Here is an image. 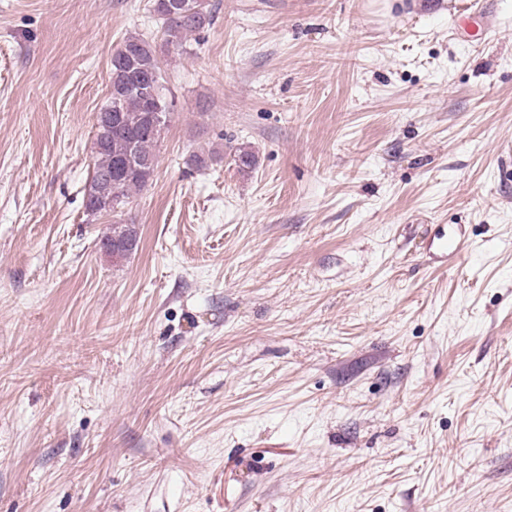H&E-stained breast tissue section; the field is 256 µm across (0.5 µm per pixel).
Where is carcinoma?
<instances>
[{"label":"carcinoma","instance_id":"1","mask_svg":"<svg viewBox=\"0 0 512 512\" xmlns=\"http://www.w3.org/2000/svg\"><path fill=\"white\" fill-rule=\"evenodd\" d=\"M152 5L153 11L163 20V46L167 48L184 49L189 36L204 31L214 22L208 0H196L200 11L198 19L169 16V0H152ZM126 51L134 52L135 57L132 63L124 65L119 58ZM147 75L156 78L155 90L164 92L159 46L144 37L129 36L112 56L110 98L96 118L95 160L88 188L91 194L96 192L100 177L113 171L117 161L126 154L132 152L142 161L157 159L162 136L147 132V94L130 88L134 77ZM114 104L119 107L120 125L117 127L103 120V114L110 112ZM151 180L152 175L147 171L125 177L119 197H96L93 213L116 212L126 204L131 193L143 190ZM128 239L137 240L135 225L114 224L110 234L103 237V247L114 257H124L133 250V247L126 246Z\"/></svg>","mask_w":512,"mask_h":512}]
</instances>
